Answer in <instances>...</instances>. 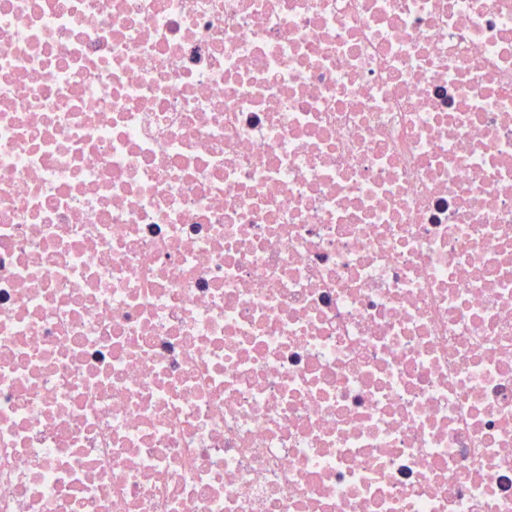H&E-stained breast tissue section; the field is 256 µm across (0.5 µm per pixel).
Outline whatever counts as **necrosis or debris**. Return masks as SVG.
<instances>
[{"label":"necrosis or debris","instance_id":"obj_1","mask_svg":"<svg viewBox=\"0 0 512 512\" xmlns=\"http://www.w3.org/2000/svg\"><path fill=\"white\" fill-rule=\"evenodd\" d=\"M0 512H512V0H0Z\"/></svg>","mask_w":512,"mask_h":512}]
</instances>
